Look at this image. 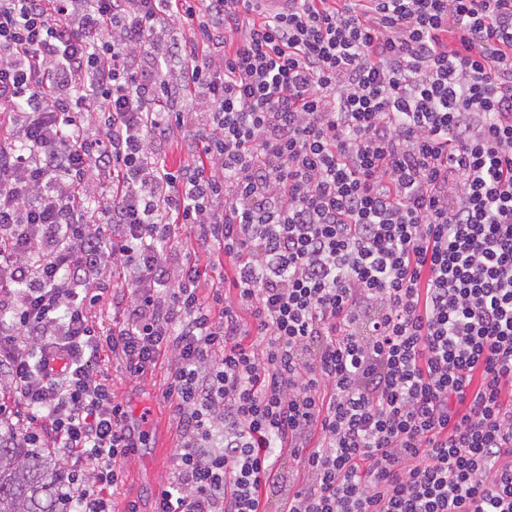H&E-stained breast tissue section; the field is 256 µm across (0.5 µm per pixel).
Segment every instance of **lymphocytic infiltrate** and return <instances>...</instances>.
<instances>
[{
  "instance_id": "1",
  "label": "lymphocytic infiltrate",
  "mask_w": 512,
  "mask_h": 512,
  "mask_svg": "<svg viewBox=\"0 0 512 512\" xmlns=\"http://www.w3.org/2000/svg\"><path fill=\"white\" fill-rule=\"evenodd\" d=\"M0 113V425L66 512L136 445L107 351L174 363L156 512H512V0H0ZM177 108L188 114H185L186 123L183 129L177 132L173 143L166 148L168 161L171 165L178 164L180 161L182 163L192 160L190 152L204 123V116L194 114L195 112L191 110L188 102L180 101ZM176 236L174 238V249L175 253H173V256L171 257V268L177 269L180 264L183 257V252L188 247L189 249L194 248L197 252V258L200 261V264L205 266L209 262L208 253L206 251V247H200L196 244L195 240L193 238H190L187 235V231L184 228H181L180 226L178 229H176ZM181 251V252H179ZM110 288L104 291L103 299L92 309V320L95 322L97 327L108 329L112 327L116 322L122 321V316L112 308V299L110 294L112 293V281L110 282Z\"/></svg>"
}]
</instances>
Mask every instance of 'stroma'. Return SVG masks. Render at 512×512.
Returning <instances> with one entry per match:
<instances>
[{
	"instance_id": "stroma-1",
	"label": "stroma",
	"mask_w": 512,
	"mask_h": 512,
	"mask_svg": "<svg viewBox=\"0 0 512 512\" xmlns=\"http://www.w3.org/2000/svg\"><path fill=\"white\" fill-rule=\"evenodd\" d=\"M94 369L109 376L116 395L145 433L144 445L123 464V481L112 496L114 512H128L132 505L138 512H153L158 491L172 476L178 444L174 405L164 396L174 365L164 356L135 378L127 374L121 357L111 354Z\"/></svg>"
}]
</instances>
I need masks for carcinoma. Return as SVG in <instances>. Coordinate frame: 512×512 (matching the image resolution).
Listing matches in <instances>:
<instances>
[{
	"label": "carcinoma",
	"instance_id": "obj_1",
	"mask_svg": "<svg viewBox=\"0 0 512 512\" xmlns=\"http://www.w3.org/2000/svg\"><path fill=\"white\" fill-rule=\"evenodd\" d=\"M64 472L47 448H22L0 437V512H61Z\"/></svg>",
	"mask_w": 512,
	"mask_h": 512
}]
</instances>
